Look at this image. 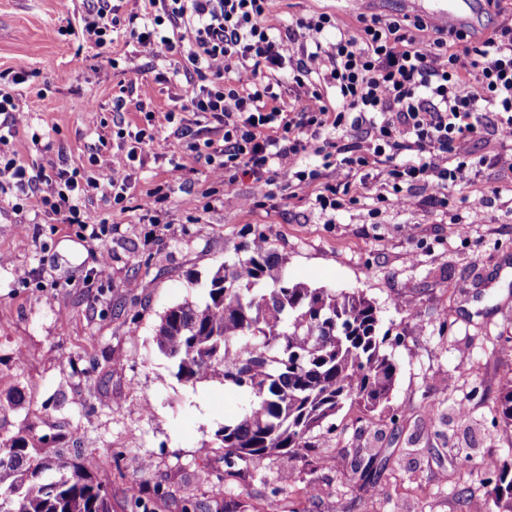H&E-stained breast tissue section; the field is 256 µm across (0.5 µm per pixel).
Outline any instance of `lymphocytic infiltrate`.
Returning <instances> with one entry per match:
<instances>
[{
	"mask_svg": "<svg viewBox=\"0 0 512 512\" xmlns=\"http://www.w3.org/2000/svg\"><path fill=\"white\" fill-rule=\"evenodd\" d=\"M272 0H151L150 18L128 28L138 46L157 55L186 57L192 76L182 86L180 111L224 129L222 143H188L169 161L170 183L180 182L199 161H207L215 183L231 187L251 177L261 193L314 192L321 210L345 204L340 185L320 183L331 167L356 175L368 170L379 185V202L410 205L411 187L432 190L436 204L447 205L448 191L478 175L487 163L512 170V149L494 159L473 153L470 141L491 134L512 140V27L503 26L476 39L468 32L434 28L418 16L359 18L353 29L340 28L328 13L298 19L280 38L265 19ZM120 20L110 0H90L82 19L83 39L102 47L112 40ZM434 29V38L417 45L416 35ZM298 51L285 55V41ZM329 74H322L324 60ZM290 70L297 85L325 75L336 90L337 106L328 108L319 90L309 91L300 111L279 102L267 75ZM132 140L93 158L109 169L113 206L126 202L130 169L140 145L155 134L142 128L118 130ZM0 134V193L13 192L17 207L34 206L95 242L111 235L108 224H93L80 200L99 185L91 173L62 169L51 146H44L37 167L5 152ZM321 168L307 166L308 156ZM54 173L55 189L37 195L36 182Z\"/></svg>",
	"mask_w": 512,
	"mask_h": 512,
	"instance_id": "obj_1",
	"label": "lymphocytic infiltrate"
}]
</instances>
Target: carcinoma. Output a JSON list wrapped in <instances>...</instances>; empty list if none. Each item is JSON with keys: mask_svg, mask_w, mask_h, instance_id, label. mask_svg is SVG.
Masks as SVG:
<instances>
[{"mask_svg": "<svg viewBox=\"0 0 512 512\" xmlns=\"http://www.w3.org/2000/svg\"><path fill=\"white\" fill-rule=\"evenodd\" d=\"M224 262L197 301L168 308L157 348L176 377L194 385L214 375L249 405L216 432L231 470L244 459L286 455L320 462L323 432L344 405L373 412L388 402L399 363L380 334L377 303L360 291L310 288L288 277L287 260L251 242ZM497 422L512 436V372L497 395ZM374 458L351 464L366 489ZM100 458H43L24 436L0 443V512H112L93 472ZM483 512H512V459L487 471Z\"/></svg>", "mask_w": 512, "mask_h": 512, "instance_id": "obj_1", "label": "carcinoma"}]
</instances>
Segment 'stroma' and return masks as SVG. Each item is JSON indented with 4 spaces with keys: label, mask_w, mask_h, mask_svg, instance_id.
Returning a JSON list of instances; mask_svg holds the SVG:
<instances>
[{
    "label": "stroma",
    "mask_w": 512,
    "mask_h": 512,
    "mask_svg": "<svg viewBox=\"0 0 512 512\" xmlns=\"http://www.w3.org/2000/svg\"><path fill=\"white\" fill-rule=\"evenodd\" d=\"M88 0H0V71L25 72L15 86L20 110L8 148L38 162L52 144L67 169H107L92 157L111 152L116 131L153 124L156 140L131 171L125 209L95 194L82 208L112 234L98 245L35 208L0 197V442L23 435L39 455L107 457L95 477L112 512H471L484 499L479 471L459 475L452 454L499 463L508 446L491 417L500 379L512 371V171L488 165L449 192L447 207L418 186L413 203L376 201L373 181L323 169V181L350 183V203L322 213L313 199L281 190L258 194L243 177L206 202L210 168L198 163L178 184L168 161L187 141L221 142L214 124L187 116L181 138L165 115L182 78L170 60L119 34L98 48L81 35ZM409 0H273L268 22L285 29L327 12L354 28L360 14L411 13ZM168 184L156 223L138 204ZM467 234H459L458 224ZM414 225V237L404 233ZM263 232L288 260V275L313 288L358 290L382 309V327L400 335V363L386 407L345 406L325 435L324 459L284 456L242 461L224 470L215 433L246 399L214 377L179 381L154 344L171 306L196 300L200 283L241 244ZM110 274L97 275L101 251ZM406 411L399 438L387 426ZM389 464L376 492L352 495L355 450ZM291 481H284L285 473Z\"/></svg>",
    "instance_id": "obj_1"
}]
</instances>
